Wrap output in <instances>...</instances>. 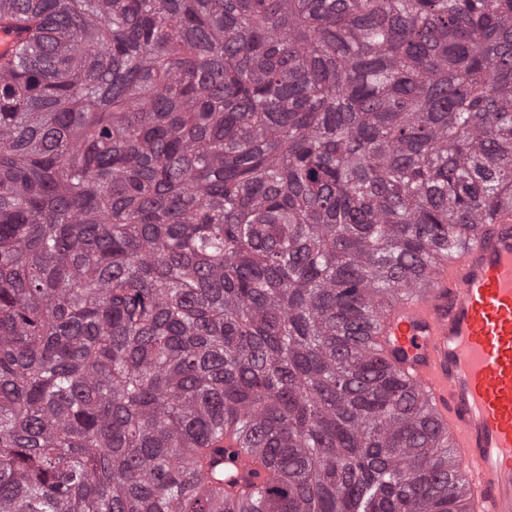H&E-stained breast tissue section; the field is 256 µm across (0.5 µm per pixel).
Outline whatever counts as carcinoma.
Listing matches in <instances>:
<instances>
[{
    "label": "carcinoma",
    "instance_id": "cac0c4a2",
    "mask_svg": "<svg viewBox=\"0 0 512 512\" xmlns=\"http://www.w3.org/2000/svg\"><path fill=\"white\" fill-rule=\"evenodd\" d=\"M0 32V512H467L375 340L512 211V0H0Z\"/></svg>",
    "mask_w": 512,
    "mask_h": 512
}]
</instances>
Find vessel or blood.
<instances>
[{
  "label": "vessel or blood",
  "mask_w": 512,
  "mask_h": 512,
  "mask_svg": "<svg viewBox=\"0 0 512 512\" xmlns=\"http://www.w3.org/2000/svg\"><path fill=\"white\" fill-rule=\"evenodd\" d=\"M380 341L447 431L470 512H512V216L439 259Z\"/></svg>",
  "instance_id": "obj_1"
}]
</instances>
